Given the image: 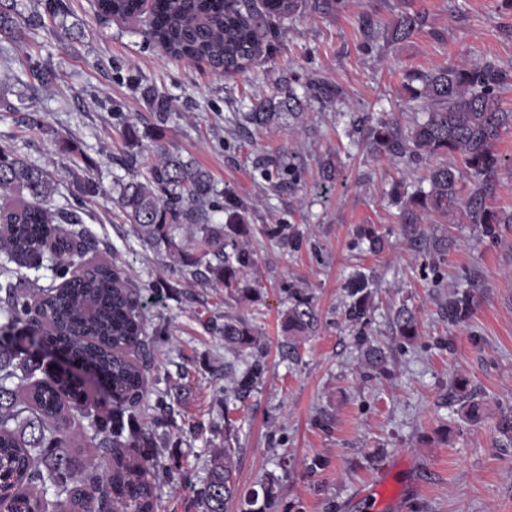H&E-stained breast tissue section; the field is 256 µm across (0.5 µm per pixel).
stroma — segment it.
Masks as SVG:
<instances>
[{
    "mask_svg": "<svg viewBox=\"0 0 512 512\" xmlns=\"http://www.w3.org/2000/svg\"><path fill=\"white\" fill-rule=\"evenodd\" d=\"M62 4L53 14L41 0H16L24 35L0 64V142L48 170L54 206L76 196L75 173L97 182L99 195L81 213L94 260L159 290L145 313L169 336L150 354L148 377L172 385L171 415L156 432L161 456L179 457L184 471L157 473L158 512H198L193 488L223 450L228 418L241 491L287 471L275 512H402L391 498L407 488L409 512H512V224L485 229L459 206L421 215L410 235L398 201L427 187L430 162L368 147L371 126L403 134L420 117L406 85L438 65L492 62L507 75L500 103L512 110V0H344L333 14L308 0L232 76L205 60L171 58L145 41L140 24L101 17L95 0ZM403 13L424 23L394 45L387 27ZM64 29L72 40L59 41ZM35 64L55 78L31 100ZM147 87L171 102L166 121L144 101ZM289 91L294 112L264 128L243 120L259 100ZM125 123L136 127L138 148L123 139ZM498 149L506 161L495 181L485 188L463 175L460 201L479 191L488 207L512 211V130ZM164 151L207 170L249 223L287 225L288 246L251 239L254 293L181 277L115 207V179L144 172L145 159ZM367 224L380 249L358 237ZM358 276L370 293L360 323L345 316ZM292 288L310 297L318 317L295 340L281 329ZM457 291L473 296L463 324L448 319ZM403 306L418 322L410 341L397 328ZM227 318L247 319L259 348L229 347L209 332ZM373 350L385 370L372 367ZM257 360L265 374L238 398L235 380ZM460 375L471 382L480 422L463 416L452 387Z\"/></svg>",
    "mask_w": 512,
    "mask_h": 512,
    "instance_id": "obj_1",
    "label": "stroma"
}]
</instances>
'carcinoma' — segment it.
I'll list each match as a JSON object with an SVG mask.
<instances>
[{
	"label": "carcinoma",
	"mask_w": 512,
	"mask_h": 512,
	"mask_svg": "<svg viewBox=\"0 0 512 512\" xmlns=\"http://www.w3.org/2000/svg\"><path fill=\"white\" fill-rule=\"evenodd\" d=\"M305 0H98L101 15L116 20H143L142 33L169 54L188 60L206 59L232 76L247 69L262 46L271 45L275 23L299 13ZM422 20L399 17L389 28L390 40L402 41ZM411 99L424 118L402 136L383 124L370 128L373 150L403 158L450 157L453 162L432 167L430 190L407 200L404 221L418 222L422 212L448 215L459 205L457 184L470 173L481 183L492 182L505 162L496 150L502 132L512 128V112L498 99L505 75L492 63L436 67L414 76ZM160 120L170 104L146 88ZM293 97L278 104L261 102L246 119L264 127L279 119V109L291 107ZM80 194L61 208H51L56 185L40 166L0 143V498L20 512L40 506L42 512H157L154 481L159 469H179L175 459L164 463L153 429L138 420L136 410L147 394L145 358L149 345L164 342L167 328L154 329L143 339L138 295L121 268L99 262L83 265L91 250L80 212L84 198L99 193L90 178L78 183ZM116 204L134 225L140 240L164 250L184 277L203 278L243 295L253 291L246 280L256 265L241 208L224 203L209 173L176 153L163 152L148 164L143 178L117 180ZM475 224H512V213L483 206L481 193L464 202ZM222 212L225 222L213 224L209 213ZM186 239L178 238L181 228ZM61 255L55 267L57 286L40 287L28 271L49 250ZM349 318L366 316L364 281L350 291ZM284 330L297 335L311 330L316 314L310 298L288 290ZM472 298L464 292L448 302V319L467 321ZM224 343L242 349L260 344L245 320L211 325ZM66 349L82 366L111 386L112 409L97 410L87 388L59 378L48 364L21 346L23 337ZM264 374L260 361L236 380L238 397H247ZM89 425L93 455L79 457L70 450L71 432ZM235 428L224 418V450L210 459L207 477L194 490L201 512H226L236 495L231 436ZM288 476L269 475L259 489L243 497L244 512H269L277 501L280 482Z\"/></svg>",
	"instance_id": "cac0c4a2"
}]
</instances>
